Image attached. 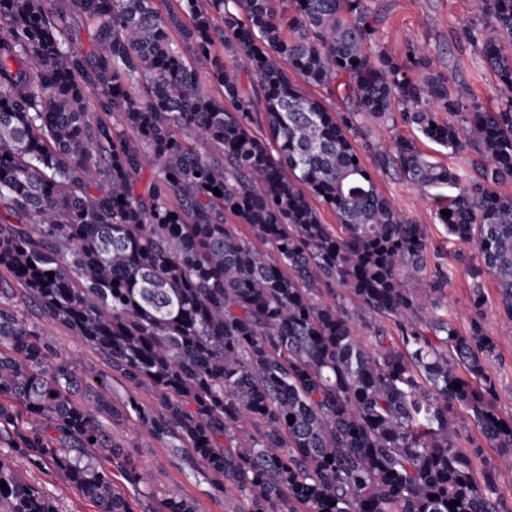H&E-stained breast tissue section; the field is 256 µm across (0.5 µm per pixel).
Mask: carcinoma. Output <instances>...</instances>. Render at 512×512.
<instances>
[{
    "mask_svg": "<svg viewBox=\"0 0 512 512\" xmlns=\"http://www.w3.org/2000/svg\"><path fill=\"white\" fill-rule=\"evenodd\" d=\"M45 2L0 0V271L152 402L111 404L0 284V432L15 453L96 512H138L128 485L151 502L143 512H198L154 487L112 437L117 420L202 469L233 512H507L512 417L485 366L496 341L483 289L458 332L424 229L378 191L358 139L407 183L456 189L436 218L472 247L512 321V196L492 189L512 176V0H477L459 26L496 78L494 111L457 94L422 46L387 54L369 0H178L164 15L153 0H70L95 29L87 54ZM200 57L224 99L200 81ZM400 125L474 150L478 176L398 134L384 151ZM148 159L157 171L139 194ZM460 408L497 449L479 471L482 445L457 444ZM1 481L0 512H59L0 461Z\"/></svg>",
    "mask_w": 512,
    "mask_h": 512,
    "instance_id": "1",
    "label": "carcinoma"
}]
</instances>
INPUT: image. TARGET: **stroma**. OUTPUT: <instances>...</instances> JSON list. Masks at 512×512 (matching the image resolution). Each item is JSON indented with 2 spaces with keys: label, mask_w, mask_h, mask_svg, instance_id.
Masks as SVG:
<instances>
[{
  "label": "stroma",
  "mask_w": 512,
  "mask_h": 512,
  "mask_svg": "<svg viewBox=\"0 0 512 512\" xmlns=\"http://www.w3.org/2000/svg\"><path fill=\"white\" fill-rule=\"evenodd\" d=\"M369 6L379 16L376 36L389 55L402 57L407 43H420L433 67L453 77L462 96H474L486 106L496 107L494 79L485 61L470 49L457 53L452 45L460 19L471 15L475 0H370ZM374 175L379 191L402 214L424 225L432 250L441 252V262L448 274L442 311L460 332H467L470 327L473 284L482 283L487 300L484 326L497 342L496 353L489 359L487 368L496 383L498 412L506 418L512 416V321L499 313L494 278L484 272L479 279H472L465 264L456 260L461 245L449 240L444 225L437 222L432 193L409 185L389 169L375 168ZM19 312L38 331L52 336L61 354L78 355L81 373L89 376L107 373L108 367L97 351L63 326L46 319L34 304L20 305ZM110 432L127 447L139 466L152 471L156 488L191 495L199 512H231L232 502L213 496L201 475L173 465L167 450L146 430L137 428L133 422L121 421L111 423ZM0 458L10 462L24 481L53 500L60 512H95L94 505L75 487L55 482L46 471L31 467L17 457L6 434L0 436Z\"/></svg>",
  "instance_id": "obj_1"
}]
</instances>
